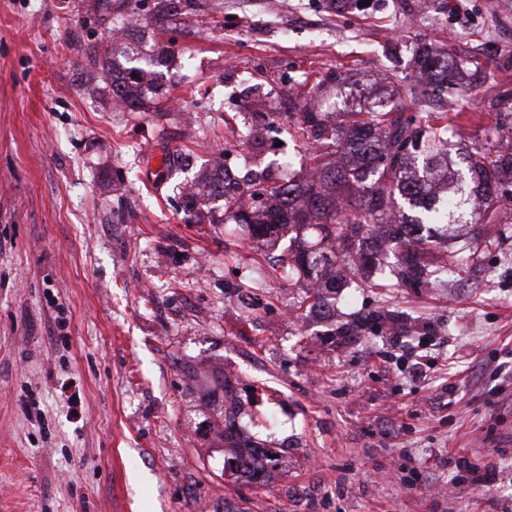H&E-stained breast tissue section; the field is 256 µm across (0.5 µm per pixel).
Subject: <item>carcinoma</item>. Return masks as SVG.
Wrapping results in <instances>:
<instances>
[{"mask_svg": "<svg viewBox=\"0 0 512 512\" xmlns=\"http://www.w3.org/2000/svg\"><path fill=\"white\" fill-rule=\"evenodd\" d=\"M420 70L432 82L441 76V59L421 47ZM165 61L145 52L142 43L112 50L104 62V79L112 100L129 112L146 109L163 85L160 71ZM315 144L311 153L314 177L282 184L272 191L277 205L262 214L236 206L234 215L253 238L288 237V256L282 258L311 282L320 284L313 306L330 304L336 280V256L355 273L369 263L380 264L401 281L420 282L446 272L426 261L429 254L423 232L430 224L448 223V199L435 197L434 171L443 168L444 179L458 182L478 224H511L512 213L491 209L500 186L512 183V144L492 153L484 148L469 152L466 174L448 165V111L431 113L426 122L406 116L394 106L363 113L352 132L342 136L317 113L303 107ZM230 192L224 184V165L216 166L202 184V194L222 198ZM407 200L410 213L399 206ZM235 471L250 472L263 483L264 470L238 453Z\"/></svg>", "mask_w": 512, "mask_h": 512, "instance_id": "cac0c4a2", "label": "carcinoma"}]
</instances>
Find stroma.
<instances>
[{
    "mask_svg": "<svg viewBox=\"0 0 512 512\" xmlns=\"http://www.w3.org/2000/svg\"><path fill=\"white\" fill-rule=\"evenodd\" d=\"M160 2L0 0V512H512V224L449 225V279L365 272L326 314L287 240L184 197L219 159L301 179L308 100L343 132L419 112V40L478 71L434 93L463 168L512 108V0ZM129 15L175 56L144 112L89 65ZM229 394L263 483L224 471Z\"/></svg>",
    "mask_w": 512,
    "mask_h": 512,
    "instance_id": "35a3bbf8",
    "label": "stroma"
}]
</instances>
